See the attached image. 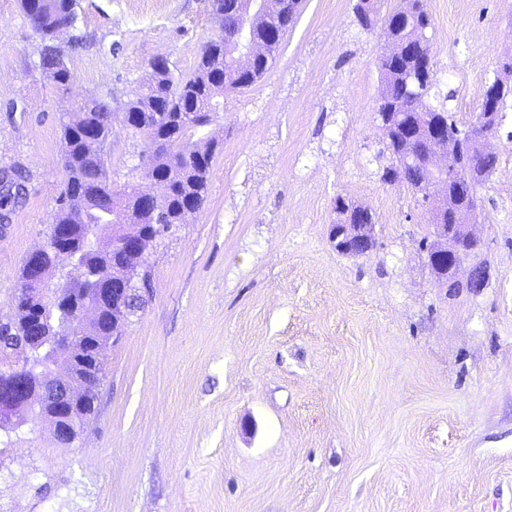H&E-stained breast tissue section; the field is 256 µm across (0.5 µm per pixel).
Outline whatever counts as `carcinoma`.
I'll return each mask as SVG.
<instances>
[{
    "label": "carcinoma",
    "instance_id": "1",
    "mask_svg": "<svg viewBox=\"0 0 512 512\" xmlns=\"http://www.w3.org/2000/svg\"><path fill=\"white\" fill-rule=\"evenodd\" d=\"M21 8L32 31L42 41L40 67L53 85L65 89L71 81V72L64 54L56 43V34L63 27L72 29L77 21L76 0H20ZM301 0H268L265 19L256 28V34L265 37L266 28L284 35L295 20ZM358 22L362 28L373 31L382 27L386 47L380 56L379 71L381 90L376 114L388 115L389 125L382 127L392 163L384 168L385 182L405 183L420 192L429 180L424 164L428 143L427 127L438 121L448 125V131L462 136L459 150L448 160V170L459 165H473L485 173L484 180L494 172L497 155L479 151V141L461 130L452 112L445 106H433L429 97L434 85L431 46L420 38L421 28L431 23L425 0H403L391 13L380 16L381 0H358L355 5ZM216 34L203 46L195 69L186 76L171 70H151L144 80L143 91L127 101L128 131L161 144L149 168L137 170L121 188L112 183L107 166V144L112 129L104 125V118L113 113L112 101L106 96L86 99L76 112V119L62 123L63 163L67 174L64 195L59 198L52 223L68 224L71 234L67 240L78 247L83 237L84 225L100 224L112 227V250H103L86 259L89 272L121 284L135 281L128 296L127 307L135 314L144 307V294L150 284L147 278L136 281L138 266L154 246L163 230L186 224L202 205L208 190L212 161L218 143L206 129L189 123L191 112H209L216 107L214 101L226 92L252 86L268 69L270 58L257 59L246 66L224 55V44L231 42L239 31L240 19L231 3L224 10L211 12ZM155 175L167 182V195L163 206L151 212L141 207L138 181L143 176ZM15 189L0 187V211H13L20 199L22 175L10 174ZM333 210L337 224H372V213L364 212L359 205L335 198ZM143 224L154 228L144 239L142 256L120 257L119 243L123 225ZM31 274L22 267L17 288L30 290L32 300L31 320L21 317L9 324H0V355L23 353V343L34 330L41 327L48 333L56 331L50 322L54 315V299L66 298L78 290L70 284H60L47 294L30 282ZM128 320L112 323V308L107 306L97 322L81 325L71 321L67 330L76 336V346L81 356H86L102 338L121 335ZM76 372L86 382V403L80 410L77 426L71 420L63 423L57 443L69 448L80 438L86 424L95 415L99 390L104 381L102 360L76 363Z\"/></svg>",
    "mask_w": 512,
    "mask_h": 512
}]
</instances>
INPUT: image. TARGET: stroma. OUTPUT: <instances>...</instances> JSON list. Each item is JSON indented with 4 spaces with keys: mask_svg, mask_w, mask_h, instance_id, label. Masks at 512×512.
I'll return each mask as SVG.
<instances>
[{
    "mask_svg": "<svg viewBox=\"0 0 512 512\" xmlns=\"http://www.w3.org/2000/svg\"><path fill=\"white\" fill-rule=\"evenodd\" d=\"M356 0H302L268 71L228 96L190 223L143 265L151 291L104 350L93 420L70 448L29 416L0 431V512H512V109L478 191L479 288L438 287L431 215L376 119L381 32ZM435 85L467 128L504 53L512 0H426ZM57 89L19 0H0V169L25 176L0 223V320L64 187L60 118L131 97L152 59L191 73L208 0H76ZM149 145L112 125L124 183ZM376 245L336 252V197ZM340 196L334 199L333 210L336 214V220L331 224L329 235L332 230L336 227V224H361L360 226V235L359 238L362 241L368 242V244H375V234H374V220L371 212H366L362 210L358 204L353 202H349L345 199L340 200ZM366 213V216H364ZM341 233H339L337 227L336 230L332 233L330 241L333 243L336 251L345 254V255H353L360 256L361 254H357L352 250L346 248V246L340 244L339 238L341 237Z\"/></svg>",
    "mask_w": 512,
    "mask_h": 512,
    "instance_id": "35a3bbf8",
    "label": "stroma"
}]
</instances>
